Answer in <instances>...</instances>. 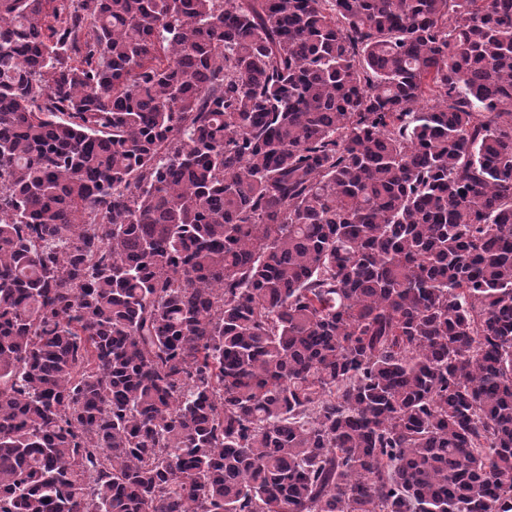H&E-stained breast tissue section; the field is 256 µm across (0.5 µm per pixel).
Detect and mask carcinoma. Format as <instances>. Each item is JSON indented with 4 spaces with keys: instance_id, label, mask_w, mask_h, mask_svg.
I'll use <instances>...</instances> for the list:
<instances>
[{
    "instance_id": "cac0c4a2",
    "label": "carcinoma",
    "mask_w": 512,
    "mask_h": 512,
    "mask_svg": "<svg viewBox=\"0 0 512 512\" xmlns=\"http://www.w3.org/2000/svg\"><path fill=\"white\" fill-rule=\"evenodd\" d=\"M0 512H512V0H0Z\"/></svg>"
}]
</instances>
